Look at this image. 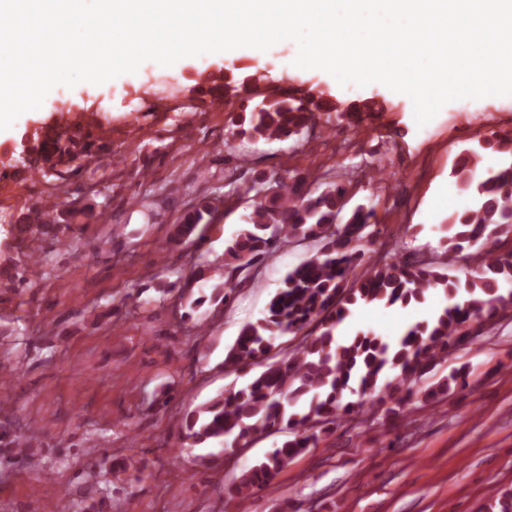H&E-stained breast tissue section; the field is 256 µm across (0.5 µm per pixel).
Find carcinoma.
<instances>
[{
	"instance_id": "carcinoma-1",
	"label": "carcinoma",
	"mask_w": 512,
	"mask_h": 512,
	"mask_svg": "<svg viewBox=\"0 0 512 512\" xmlns=\"http://www.w3.org/2000/svg\"><path fill=\"white\" fill-rule=\"evenodd\" d=\"M313 109L301 102L271 98L245 107L232 120L230 134L248 141H287L316 125ZM65 170L59 177L79 178L83 164L73 147L52 143ZM498 163L485 168L487 152ZM457 187L469 196V207L441 226L446 250L416 263L371 259L375 209L357 206L345 211L347 184L326 182L314 193L305 178L288 181V171L259 174L241 195L251 201L245 228L224 246V287L210 297L194 296L189 288L203 270L191 269L179 298L190 319L206 302L226 303L239 276L262 263L275 250L313 241L318 253L291 269L269 303L267 313L245 324L224 357V365L240 373L211 401L181 419L182 443L232 449L248 445L273 431L289 437L266 458L226 487L230 496L247 499L267 488L274 477L306 448L319 442L346 415L360 413L363 403H341L345 389L356 385L362 394L380 389L377 401L390 400V414L411 401L412 380L433 369L451 347L467 335L465 328L512 310V260L496 254L495 244L512 236V138H485L464 148L451 168ZM261 192L263 198L254 199ZM213 198H199L177 225L174 241L191 254L201 252L213 222ZM463 257L476 276L465 284L448 278V259ZM440 288L447 304L422 325L410 327L389 343L369 332L336 344V328L362 304L422 302ZM285 335L301 337L291 354L271 355ZM263 361V370L249 367Z\"/></svg>"
}]
</instances>
